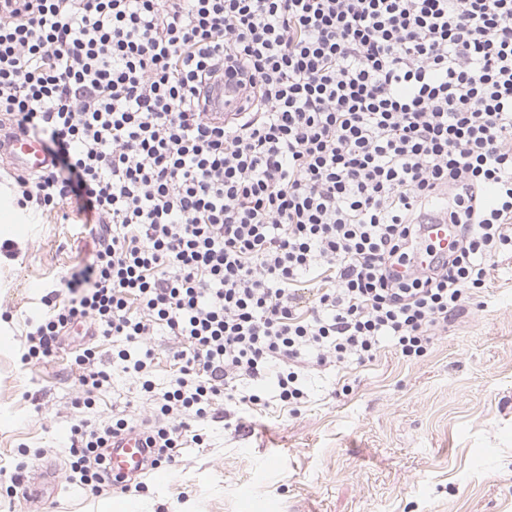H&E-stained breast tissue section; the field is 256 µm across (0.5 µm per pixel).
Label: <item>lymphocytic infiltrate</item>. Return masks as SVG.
I'll use <instances>...</instances> for the list:
<instances>
[{"label": "lymphocytic infiltrate", "mask_w": 512, "mask_h": 512, "mask_svg": "<svg viewBox=\"0 0 512 512\" xmlns=\"http://www.w3.org/2000/svg\"><path fill=\"white\" fill-rule=\"evenodd\" d=\"M220 72L246 104L218 123L200 91ZM0 128L51 156L17 206L77 212L92 242L23 363L77 325L122 342L170 466L219 407L300 413L308 367L422 361L487 287L512 252V0H0ZM441 196L453 243L419 267ZM160 329L181 340L161 391ZM74 364L90 406L110 379L92 340ZM129 428H72L91 494ZM178 345L174 336H168L165 331H158L151 337L149 347L153 351V360L149 367L151 379L158 388L166 387L177 374L178 366L174 365L172 351Z\"/></svg>", "instance_id": "f902f5d3"}]
</instances>
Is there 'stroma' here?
<instances>
[{
  "instance_id": "obj_1",
  "label": "stroma",
  "mask_w": 512,
  "mask_h": 512,
  "mask_svg": "<svg viewBox=\"0 0 512 512\" xmlns=\"http://www.w3.org/2000/svg\"><path fill=\"white\" fill-rule=\"evenodd\" d=\"M0 512H26L6 493L20 450L55 482L45 512H512V254L499 255L484 293L448 323L424 361L383 350L367 367L322 368L307 377L300 415L273 406L246 428L204 421V448L144 479L141 493L92 496L71 471L65 446L82 419H142L140 381L99 353L111 375L90 409L72 401L78 382L66 358L22 365L28 320L47 309L59 281L86 257L72 220L51 212L0 228ZM346 382L348 393L337 390Z\"/></svg>"
}]
</instances>
